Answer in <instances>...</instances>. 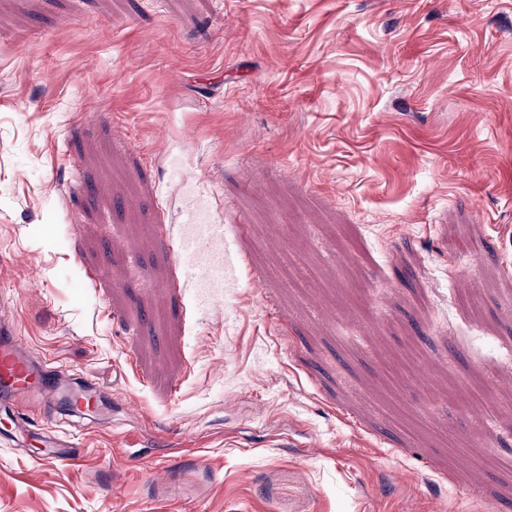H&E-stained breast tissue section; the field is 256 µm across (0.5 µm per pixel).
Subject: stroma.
Listing matches in <instances>:
<instances>
[{
	"instance_id": "35a3bbf8",
	"label": "stroma",
	"mask_w": 512,
	"mask_h": 512,
	"mask_svg": "<svg viewBox=\"0 0 512 512\" xmlns=\"http://www.w3.org/2000/svg\"><path fill=\"white\" fill-rule=\"evenodd\" d=\"M0 301V512H512V0H0ZM186 224H192L198 232L196 234L185 237L178 248V255H181L184 252L190 253L192 256V260H194V271L192 272V279L195 282H199V269L196 265L195 259H201L203 255V250L201 248V244L204 240L209 238H214L220 230V226L216 225H208V224H200L198 221V216L195 210H188L186 214ZM0 324V399L18 404L35 393L54 394L60 389L58 378L33 359L29 344L16 328L6 322L1 308Z\"/></svg>"
}]
</instances>
